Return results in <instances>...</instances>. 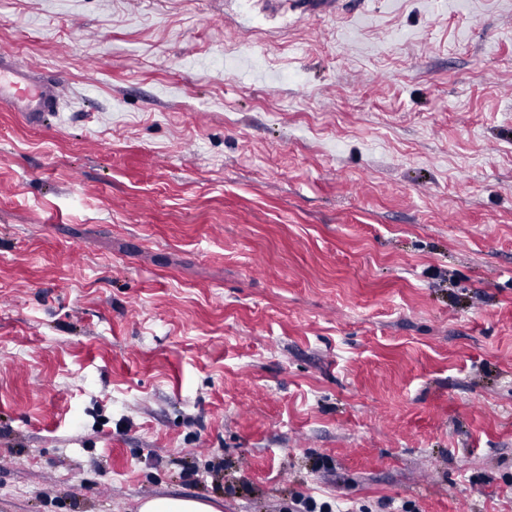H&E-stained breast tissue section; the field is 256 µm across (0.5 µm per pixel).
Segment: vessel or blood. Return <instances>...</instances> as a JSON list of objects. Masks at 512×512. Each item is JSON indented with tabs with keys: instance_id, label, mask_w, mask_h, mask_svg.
<instances>
[{
	"instance_id": "b4317fda",
	"label": "vessel or blood",
	"mask_w": 512,
	"mask_h": 512,
	"mask_svg": "<svg viewBox=\"0 0 512 512\" xmlns=\"http://www.w3.org/2000/svg\"><path fill=\"white\" fill-rule=\"evenodd\" d=\"M61 83L38 75L25 63L0 57V103L40 124L61 107Z\"/></svg>"
}]
</instances>
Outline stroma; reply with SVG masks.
I'll return each mask as SVG.
<instances>
[{"label":"stroma","instance_id":"obj_1","mask_svg":"<svg viewBox=\"0 0 512 512\" xmlns=\"http://www.w3.org/2000/svg\"><path fill=\"white\" fill-rule=\"evenodd\" d=\"M0 55L62 77L0 106V512H512V0H0ZM138 512H219V510L206 500L165 496L144 500Z\"/></svg>","mask_w":512,"mask_h":512}]
</instances>
